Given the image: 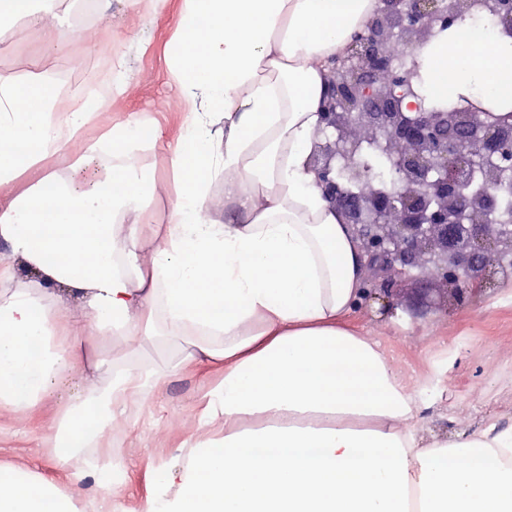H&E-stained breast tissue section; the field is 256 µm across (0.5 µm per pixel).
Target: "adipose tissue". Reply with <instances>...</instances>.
Here are the masks:
<instances>
[{
    "instance_id": "1",
    "label": "adipose tissue",
    "mask_w": 512,
    "mask_h": 512,
    "mask_svg": "<svg viewBox=\"0 0 512 512\" xmlns=\"http://www.w3.org/2000/svg\"><path fill=\"white\" fill-rule=\"evenodd\" d=\"M373 11L374 0H185L168 57L186 108L167 147L182 189L148 254L132 221L144 120L84 142L99 168L82 187L45 160L84 141L96 108L80 99L60 113L40 76L22 88L0 76V133L26 146L0 150V409L34 416L80 374L47 442L65 479L1 464L0 512H117L118 483L98 482L88 501L78 487L122 407L164 377L125 368L101 382L91 337L147 333L160 318L223 339L197 358L224 366L199 413L222 436L183 441L135 512H512V428L424 436V384L350 324L364 258L308 158L327 74ZM422 55L435 97L512 102V38L492 23H460ZM25 170L33 182L15 189ZM16 257L37 278L18 277ZM248 417L257 428L243 429Z\"/></svg>"
}]
</instances>
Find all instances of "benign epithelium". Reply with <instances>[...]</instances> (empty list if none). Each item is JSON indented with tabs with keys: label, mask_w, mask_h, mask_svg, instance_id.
Instances as JSON below:
<instances>
[{
	"label": "benign epithelium",
	"mask_w": 512,
	"mask_h": 512,
	"mask_svg": "<svg viewBox=\"0 0 512 512\" xmlns=\"http://www.w3.org/2000/svg\"><path fill=\"white\" fill-rule=\"evenodd\" d=\"M472 0H383L327 76L321 127L310 157L323 197L358 239L369 288L390 306L405 282L418 288L412 314L435 287L461 304L491 286L512 255V224H495L512 182V113L463 97L425 106L416 75L394 64L472 13ZM512 37V0H485ZM506 266L512 268V262Z\"/></svg>",
	"instance_id": "1"
}]
</instances>
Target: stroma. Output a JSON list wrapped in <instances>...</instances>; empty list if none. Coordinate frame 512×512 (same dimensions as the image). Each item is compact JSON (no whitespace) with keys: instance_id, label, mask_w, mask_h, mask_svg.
Returning a JSON list of instances; mask_svg holds the SVG:
<instances>
[{"instance_id":"35a3bbf8","label":"stroma","mask_w":512,"mask_h":512,"mask_svg":"<svg viewBox=\"0 0 512 512\" xmlns=\"http://www.w3.org/2000/svg\"><path fill=\"white\" fill-rule=\"evenodd\" d=\"M183 6L184 0H166L154 24L143 30L138 15L127 9L124 0H112L100 26L64 43L54 22L40 26L13 22L11 38L0 48V76L16 82H27L35 72L48 77L73 73L77 85L108 87L113 63L122 58L129 64L126 92L105 95L100 119L87 128L83 142L67 144L51 158L52 169L67 174L81 155L84 141L97 139L110 123L133 113L157 126L163 141L177 138L184 112L166 50ZM142 165L155 175L158 189L148 199L141 221L158 224L165 220L179 179L160 148H148ZM411 297L409 286H402L392 299L395 317L379 314L371 304L359 308L356 319L371 335L387 342L412 378L438 373L426 393L432 403L431 427L465 432L493 422L512 424V279L496 278L493 288L477 302L436 306L417 319L407 313ZM201 341L194 334L115 333L98 343L103 375H110L116 364L130 362L166 376L163 388L146 400L128 403L106 434L127 471L122 502L128 512L155 492L149 479L152 467L174 463L181 442L199 436L201 396L218 378L213 368L184 364ZM58 408L57 400L46 401L41 419L32 422L0 411V462L50 471L45 439Z\"/></svg>"}]
</instances>
